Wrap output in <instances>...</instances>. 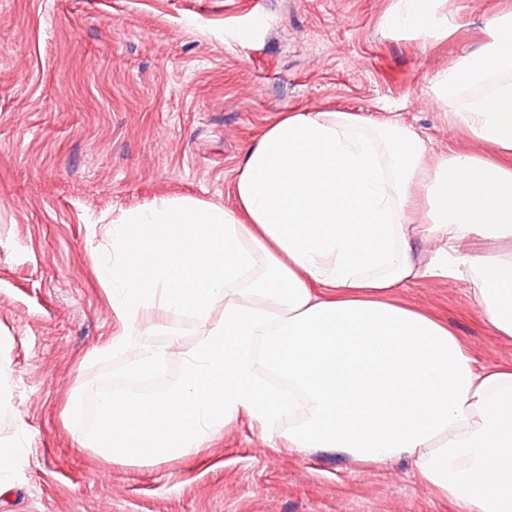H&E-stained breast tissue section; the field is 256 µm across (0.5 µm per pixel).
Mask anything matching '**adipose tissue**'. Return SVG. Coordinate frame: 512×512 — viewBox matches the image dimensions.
<instances>
[{"label":"adipose tissue","mask_w":512,"mask_h":512,"mask_svg":"<svg viewBox=\"0 0 512 512\" xmlns=\"http://www.w3.org/2000/svg\"><path fill=\"white\" fill-rule=\"evenodd\" d=\"M389 23L429 36L446 18L438 0H397ZM484 32L434 93L449 125L493 156L452 149L431 161L400 122L293 112L245 153L234 208L163 200L113 225L102 277L126 325L98 354L135 350L159 370L135 324L155 305L208 327L182 356L180 385L101 401L97 426L75 430L78 447L183 459L244 413L296 452L406 456L467 512H512V364H477L446 324L397 299L420 278L467 277L490 330L512 339V259L498 252L512 247V11ZM419 239L436 249L418 252ZM477 239L489 252L471 251Z\"/></svg>","instance_id":"1"}]
</instances>
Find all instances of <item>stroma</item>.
Segmentation results:
<instances>
[{"label": "stroma", "instance_id": "stroma-1", "mask_svg": "<svg viewBox=\"0 0 512 512\" xmlns=\"http://www.w3.org/2000/svg\"><path fill=\"white\" fill-rule=\"evenodd\" d=\"M395 0H0V512H462L410 459L376 465L300 454L247 414L188 460L112 462L71 428L108 379L149 373L130 351L94 350L124 323L100 259L106 224L161 200L234 205L246 150L289 112L399 118L432 155L481 146L443 117L438 74L484 39L512 0H442L436 38L387 22ZM402 302L429 313L487 365L512 363L467 280L422 279ZM143 342L179 356L206 330L151 308ZM80 395H73L75 377Z\"/></svg>", "mask_w": 512, "mask_h": 512}]
</instances>
